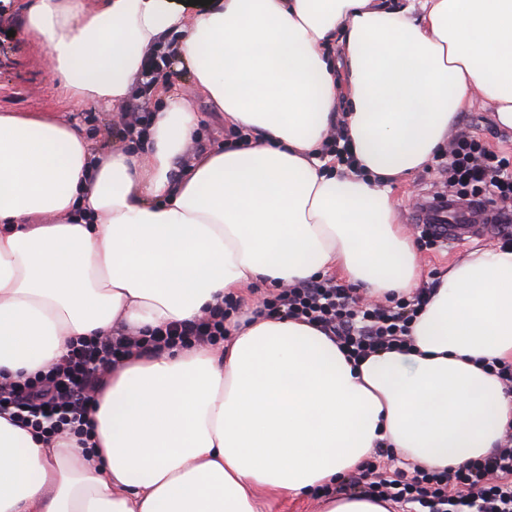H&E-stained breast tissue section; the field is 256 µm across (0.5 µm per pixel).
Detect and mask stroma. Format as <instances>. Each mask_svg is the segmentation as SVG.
<instances>
[{
    "label": "stroma",
    "mask_w": 512,
    "mask_h": 512,
    "mask_svg": "<svg viewBox=\"0 0 512 512\" xmlns=\"http://www.w3.org/2000/svg\"><path fill=\"white\" fill-rule=\"evenodd\" d=\"M25 9V0H11L8 10L0 13V113L64 112L96 145L112 147L113 142L104 136L103 128L117 120V113L92 103L74 108L62 100L46 50L37 47L25 33ZM164 80L175 86L189 107L201 115L189 152L198 153L228 139L223 114L210 108L206 93L196 84L186 65L174 61L166 69ZM459 130L479 137L499 155L512 160V132L498 128L481 103H474L462 112ZM444 182V173L433 163L418 171L409 183L395 189L394 196L401 204V220L407 228L418 225L420 203L443 192ZM509 233L512 234V223L487 224L448 248L420 249L423 281L431 282L441 269L473 249L501 244Z\"/></svg>",
    "instance_id": "obj_1"
}]
</instances>
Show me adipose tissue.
Listing matches in <instances>:
<instances>
[{
	"label": "adipose tissue",
	"instance_id": "adipose-tissue-1",
	"mask_svg": "<svg viewBox=\"0 0 512 512\" xmlns=\"http://www.w3.org/2000/svg\"><path fill=\"white\" fill-rule=\"evenodd\" d=\"M25 28L75 106L118 110L149 57L184 59L242 135L180 163L200 117L162 99L143 149L94 150L55 112L0 113V376L80 337L195 320L225 295L339 273L421 286L394 186L480 100L512 130V0H30ZM340 132L353 164L326 144ZM223 343L134 355L89 416L93 449L0 414V512H261L376 449L443 470L486 455L512 393V246L440 274L412 350L349 360L293 318H229Z\"/></svg>",
	"mask_w": 512,
	"mask_h": 512
}]
</instances>
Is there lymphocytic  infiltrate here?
I'll return each mask as SVG.
<instances>
[{
    "label": "lymphocytic infiltrate",
    "instance_id": "f902f5d3",
    "mask_svg": "<svg viewBox=\"0 0 512 512\" xmlns=\"http://www.w3.org/2000/svg\"><path fill=\"white\" fill-rule=\"evenodd\" d=\"M448 193L474 197L492 209L496 222L512 221V161L473 136H457L444 167ZM427 301L426 291L394 299L388 306L360 308L353 289L333 279L309 280L264 297L268 314L290 317L324 331L353 359L382 350L406 351L410 325ZM229 315L222 306L198 322L168 325L142 336L118 335L73 342L46 372L23 381H0V411L13 410L17 420L46 436H89L88 406L104 385L105 366L133 354L224 337ZM338 491H353L398 507L419 505L425 512H512V425L485 457L461 467L430 471L421 467L384 470L365 461Z\"/></svg>",
    "mask_w": 512,
    "mask_h": 512
}]
</instances>
